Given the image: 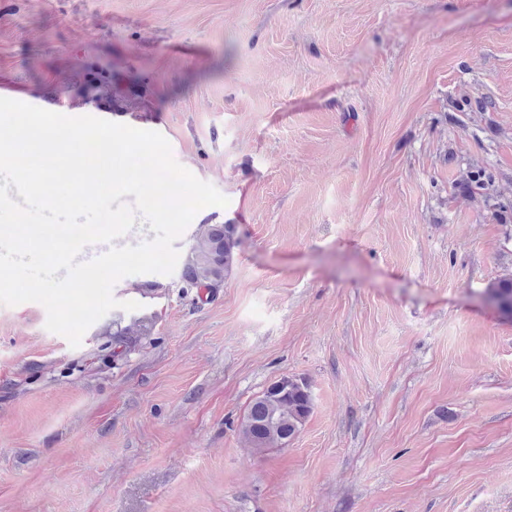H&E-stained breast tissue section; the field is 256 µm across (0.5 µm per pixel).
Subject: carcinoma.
Instances as JSON below:
<instances>
[{
  "label": "carcinoma",
  "mask_w": 512,
  "mask_h": 512,
  "mask_svg": "<svg viewBox=\"0 0 512 512\" xmlns=\"http://www.w3.org/2000/svg\"><path fill=\"white\" fill-rule=\"evenodd\" d=\"M235 227L232 224H203L193 237L182 263L181 280L188 288L211 294L224 284L234 263ZM488 299L504 315L512 313V275L493 281ZM128 328L112 321L109 356L118 362L131 349ZM313 409L310 385L303 378L282 377L255 396L248 406L240 432L257 452L285 446L293 440Z\"/></svg>",
  "instance_id": "obj_1"
}]
</instances>
